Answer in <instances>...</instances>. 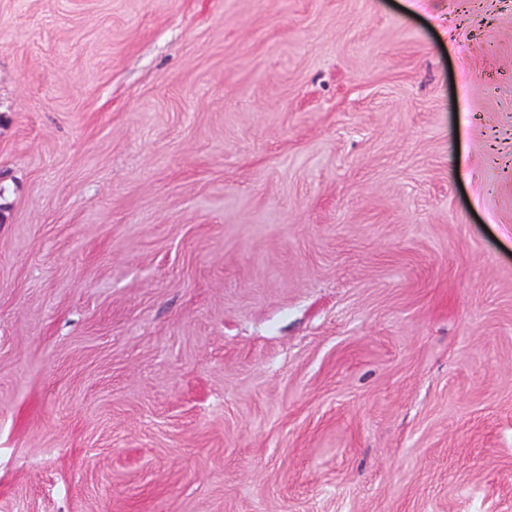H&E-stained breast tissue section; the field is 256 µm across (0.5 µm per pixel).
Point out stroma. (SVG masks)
Returning a JSON list of instances; mask_svg holds the SVG:
<instances>
[{
	"label": "stroma",
	"instance_id": "35a3bbf8",
	"mask_svg": "<svg viewBox=\"0 0 512 512\" xmlns=\"http://www.w3.org/2000/svg\"><path fill=\"white\" fill-rule=\"evenodd\" d=\"M0 512H512V0H0Z\"/></svg>",
	"mask_w": 512,
	"mask_h": 512
}]
</instances>
